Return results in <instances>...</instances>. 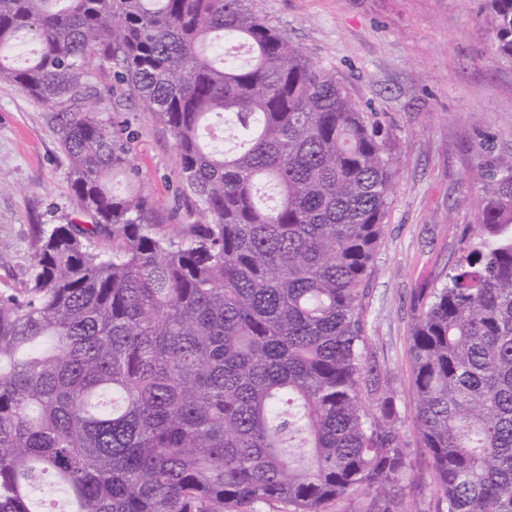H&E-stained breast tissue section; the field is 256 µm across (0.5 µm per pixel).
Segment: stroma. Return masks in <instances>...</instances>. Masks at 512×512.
Wrapping results in <instances>:
<instances>
[{
	"mask_svg": "<svg viewBox=\"0 0 512 512\" xmlns=\"http://www.w3.org/2000/svg\"><path fill=\"white\" fill-rule=\"evenodd\" d=\"M262 15L317 63L334 68L364 111L390 127L397 174L364 308L369 357L396 393L420 476L409 512H441L410 403L413 294L444 280L481 193V168L512 150V66L489 52L477 0H256ZM97 111L133 135L138 180L164 214L187 201L171 133L96 71ZM54 111L0 85V281L29 262L33 225L75 217Z\"/></svg>",
	"mask_w": 512,
	"mask_h": 512,
	"instance_id": "stroma-1",
	"label": "stroma"
}]
</instances>
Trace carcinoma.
I'll return each instance as SVG.
<instances>
[{"instance_id": "1", "label": "carcinoma", "mask_w": 512, "mask_h": 512, "mask_svg": "<svg viewBox=\"0 0 512 512\" xmlns=\"http://www.w3.org/2000/svg\"><path fill=\"white\" fill-rule=\"evenodd\" d=\"M512 65V0H482ZM38 50L24 66L23 41ZM173 136L168 224L94 70ZM0 84L55 111L80 219L0 288V512H407L417 477L363 300L390 131L254 0H0ZM416 289L417 433L446 512H512V153Z\"/></svg>"}]
</instances>
